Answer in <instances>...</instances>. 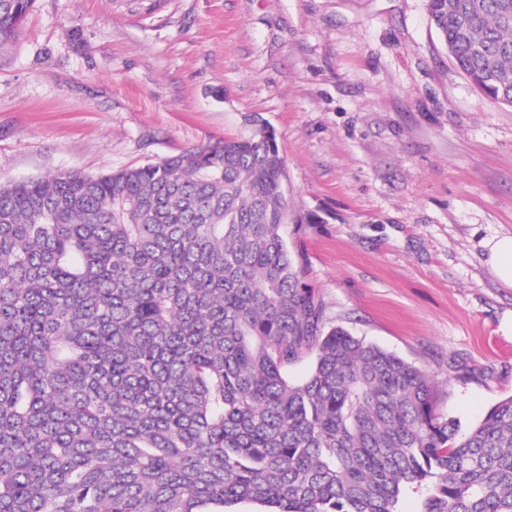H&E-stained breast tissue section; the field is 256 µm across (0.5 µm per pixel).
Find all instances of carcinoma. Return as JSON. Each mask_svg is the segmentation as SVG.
I'll return each instance as SVG.
<instances>
[{"label": "carcinoma", "instance_id": "1", "mask_svg": "<svg viewBox=\"0 0 512 512\" xmlns=\"http://www.w3.org/2000/svg\"><path fill=\"white\" fill-rule=\"evenodd\" d=\"M33 2L0 0V47ZM428 9L512 107V0ZM286 180L256 129L0 183V512H512V396L463 432L426 370L328 327Z\"/></svg>", "mask_w": 512, "mask_h": 512}]
</instances>
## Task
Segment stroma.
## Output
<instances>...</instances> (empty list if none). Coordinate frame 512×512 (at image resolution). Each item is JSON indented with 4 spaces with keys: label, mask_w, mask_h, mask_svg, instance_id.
Wrapping results in <instances>:
<instances>
[{
    "label": "stroma",
    "mask_w": 512,
    "mask_h": 512,
    "mask_svg": "<svg viewBox=\"0 0 512 512\" xmlns=\"http://www.w3.org/2000/svg\"><path fill=\"white\" fill-rule=\"evenodd\" d=\"M285 158L288 247L343 328L434 375L473 427L512 396V107L427 0H34L0 53V182L137 166L245 133ZM489 263L497 277L512 287V234L497 236L486 243Z\"/></svg>",
    "instance_id": "obj_1"
}]
</instances>
